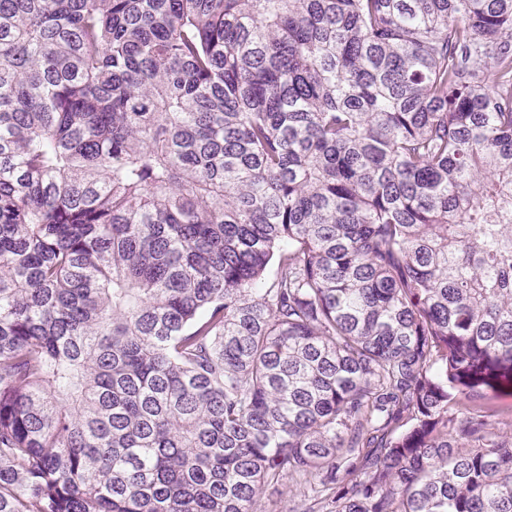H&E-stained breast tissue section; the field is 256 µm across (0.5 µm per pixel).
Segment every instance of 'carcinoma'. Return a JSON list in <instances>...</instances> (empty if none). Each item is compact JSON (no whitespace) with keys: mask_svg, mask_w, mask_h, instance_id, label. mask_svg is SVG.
<instances>
[{"mask_svg":"<svg viewBox=\"0 0 512 512\" xmlns=\"http://www.w3.org/2000/svg\"><path fill=\"white\" fill-rule=\"evenodd\" d=\"M512 0H0V512H512ZM476 404L483 405L492 411H495V416L490 418L492 424L491 428L493 431H497L499 426L496 423L498 420V414L510 413L512 409V396L506 394L494 395L492 393L487 394L484 398L475 401ZM292 490L293 492H289L288 489V495H284L281 501L279 500L280 498H270L267 493L264 496H260L255 505V512H289L288 510H291L300 500V496L295 495L293 497V494L299 495V490Z\"/></svg>","mask_w":512,"mask_h":512,"instance_id":"carcinoma-1","label":"carcinoma"}]
</instances>
